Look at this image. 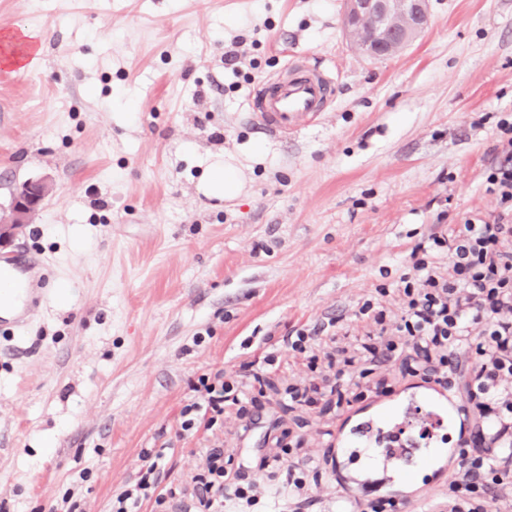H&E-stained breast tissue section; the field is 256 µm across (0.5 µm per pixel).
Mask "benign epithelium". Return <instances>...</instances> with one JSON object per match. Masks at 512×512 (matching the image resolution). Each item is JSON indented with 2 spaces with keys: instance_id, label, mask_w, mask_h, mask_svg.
<instances>
[{
  "instance_id": "benign-epithelium-1",
  "label": "benign epithelium",
  "mask_w": 512,
  "mask_h": 512,
  "mask_svg": "<svg viewBox=\"0 0 512 512\" xmlns=\"http://www.w3.org/2000/svg\"><path fill=\"white\" fill-rule=\"evenodd\" d=\"M375 24L371 47L363 51L375 58L406 49L428 25V0H345L344 29L355 43L369 22ZM47 192L41 181H28L12 201L10 214L0 218V247L29 223Z\"/></svg>"
}]
</instances>
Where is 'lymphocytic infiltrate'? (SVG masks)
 Segmentation results:
<instances>
[{
	"mask_svg": "<svg viewBox=\"0 0 512 512\" xmlns=\"http://www.w3.org/2000/svg\"><path fill=\"white\" fill-rule=\"evenodd\" d=\"M500 158L487 170L486 189L497 196L494 220L465 219L445 235H431L410 252L411 270L394 287L378 285L358 307L380 346L374 364L400 358L413 346L436 359L437 384L471 408L469 435L460 443L462 476L448 483V512H512V113L497 123ZM246 375H201L195 399L181 411L188 432L227 401L246 395ZM223 449H210L207 474L195 479L205 512L224 503ZM162 452L144 450L135 480L112 501L111 512H141L146 502L164 507Z\"/></svg>",
	"mask_w": 512,
	"mask_h": 512,
	"instance_id": "1",
	"label": "lymphocytic infiltrate"
}]
</instances>
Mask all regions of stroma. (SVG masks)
<instances>
[{
	"label": "stroma",
	"mask_w": 512,
	"mask_h": 512,
	"mask_svg": "<svg viewBox=\"0 0 512 512\" xmlns=\"http://www.w3.org/2000/svg\"><path fill=\"white\" fill-rule=\"evenodd\" d=\"M429 13L407 49L372 59L344 33L343 0H0V36H41L0 82V215L24 181L49 183L8 251L39 253L31 279L56 275L0 343V512H51L67 494L109 512L142 450L160 448L172 512H197L182 489L211 448L255 497L224 512H338L329 450L347 413L428 383L408 349L367 375L365 400L338 399L336 372L362 370L351 356L372 329L358 303L409 272L417 243L499 210L484 181L512 111V0H429ZM300 51L333 70L336 99L284 140L247 102ZM228 154L244 192L204 196L207 162ZM331 317L315 364L288 352ZM246 366L260 376L247 396L181 431L197 378Z\"/></svg>",
	"instance_id": "stroma-1"
}]
</instances>
